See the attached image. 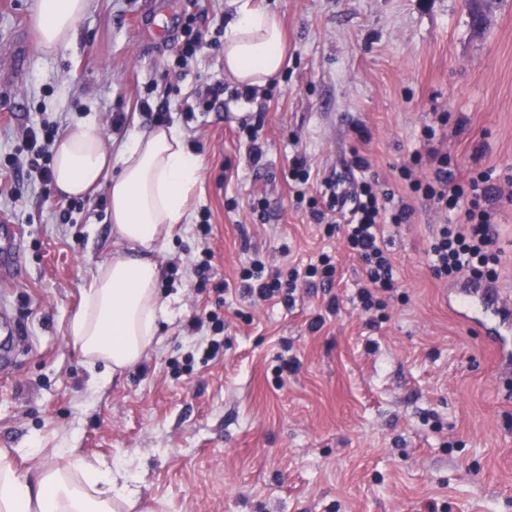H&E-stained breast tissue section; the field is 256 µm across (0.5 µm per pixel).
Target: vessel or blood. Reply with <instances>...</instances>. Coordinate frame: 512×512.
I'll return each mask as SVG.
<instances>
[{
    "mask_svg": "<svg viewBox=\"0 0 512 512\" xmlns=\"http://www.w3.org/2000/svg\"><path fill=\"white\" fill-rule=\"evenodd\" d=\"M18 228L0 231V280L16 277L19 263ZM450 307L464 321L481 327L492 347L499 351L507 368L512 369V298L483 284L456 292ZM16 324L8 309L0 310V374L7 373L9 353L4 339L16 336Z\"/></svg>",
    "mask_w": 512,
    "mask_h": 512,
    "instance_id": "1",
    "label": "vessel or blood"
}]
</instances>
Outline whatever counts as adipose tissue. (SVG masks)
Segmentation results:
<instances>
[{"label":"adipose tissue","mask_w":512,"mask_h":512,"mask_svg":"<svg viewBox=\"0 0 512 512\" xmlns=\"http://www.w3.org/2000/svg\"><path fill=\"white\" fill-rule=\"evenodd\" d=\"M90 0H35L36 48L57 54L70 47L78 20ZM285 60L281 18L240 0L235 19L224 29V72L243 87L262 86ZM202 167L172 127L134 132L111 155L99 131L81 125L55 143L53 177L58 191L82 196L105 190L110 200L112 235L124 246L100 265L83 290L68 336L89 364L119 371L138 363L151 346L165 307L157 293L160 267L154 256L187 214L189 192ZM111 180H104L106 170ZM73 474L36 468L16 475L0 463V512H120L136 491L130 477L95 465L64 448Z\"/></svg>","instance_id":"adipose-tissue-1"}]
</instances>
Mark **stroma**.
I'll return each instance as SVG.
<instances>
[{
	"label": "stroma",
	"mask_w": 512,
	"mask_h": 512,
	"mask_svg": "<svg viewBox=\"0 0 512 512\" xmlns=\"http://www.w3.org/2000/svg\"><path fill=\"white\" fill-rule=\"evenodd\" d=\"M276 10L287 37L281 72L253 99L234 95L223 47L175 59L188 15L210 32L235 13L234 0H93L63 53L35 47L33 0H0V225L20 228V272L0 281L24 348L0 375V451L17 474L69 469L57 448L123 464L137 490L123 512H512V371L482 330L448 305L427 250L443 215L417 195L411 223L389 228L401 297L369 326L356 298L363 265L340 232L307 215L324 179L352 191L366 154L371 175L395 185L399 168L425 151L422 131L449 115L434 147L461 174H512V0H252ZM165 15L169 35L143 40L133 21ZM204 82L228 92L208 112L185 106ZM170 105L171 124L195 141L203 167L187 223L157 260L166 315L142 360L96 376L68 341L82 290L111 259L105 191L82 198L62 223L55 185L15 178L27 126L48 117L60 131L94 125L118 152L146 128L140 98ZM125 117L121 128L110 117ZM259 124L263 159L250 165L242 123ZM365 126L361 141L357 126ZM304 153L314 174L297 199L288 172ZM264 198L265 215L252 197ZM209 212L211 234L198 224ZM497 288L512 293V202L498 207ZM213 252L227 289L197 292L195 264ZM337 266L335 314L319 329L323 291L298 288L293 306L253 301L238 276L254 256L267 266H306L321 254ZM217 310L224 331L191 330L192 316ZM215 359L204 352L213 337ZM300 361L279 378L281 340Z\"/></svg>",
	"instance_id": "1"
}]
</instances>
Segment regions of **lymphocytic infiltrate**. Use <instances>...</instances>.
I'll return each mask as SVG.
<instances>
[{
    "label": "lymphocytic infiltrate",
    "mask_w": 512,
    "mask_h": 512,
    "mask_svg": "<svg viewBox=\"0 0 512 512\" xmlns=\"http://www.w3.org/2000/svg\"><path fill=\"white\" fill-rule=\"evenodd\" d=\"M56 133V127L47 124L28 127L22 133L23 149L30 156L29 168L45 183L53 177L50 147ZM414 164L427 166L429 174L416 179L411 166L402 167L401 174L410 193L422 196L448 218L429 248L434 275L447 279L466 275L496 281L499 257L494 250L491 224L494 206L505 193L498 176L490 168L457 176L451 155L436 148L415 153L411 165ZM353 165L363 174L358 191L347 200L333 192L323 201L311 199L309 215L314 223L327 224L333 212L347 209L342 227L344 242L365 265V284L359 289L358 298L365 311H381L398 289L392 257L381 243L384 227L411 223L414 210L406 203L393 206L394 191L382 188L376 178L368 176L370 162L366 156L355 155ZM335 275L336 267L326 254L302 272L294 267L269 271L256 258L241 270L240 288L242 295L261 300L278 297L289 305L293 302L289 288L298 278H305L311 287L329 288Z\"/></svg>",
    "instance_id": "obj_1"
}]
</instances>
